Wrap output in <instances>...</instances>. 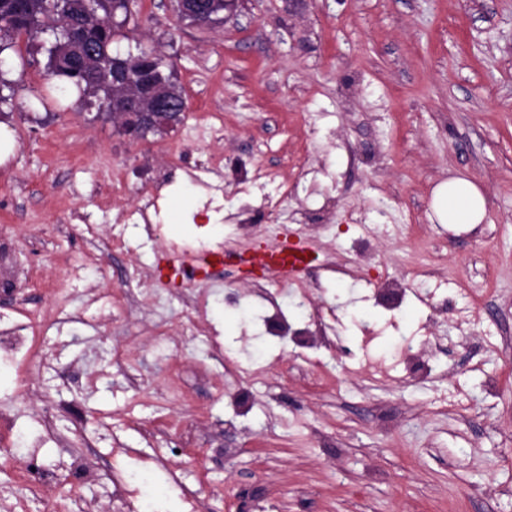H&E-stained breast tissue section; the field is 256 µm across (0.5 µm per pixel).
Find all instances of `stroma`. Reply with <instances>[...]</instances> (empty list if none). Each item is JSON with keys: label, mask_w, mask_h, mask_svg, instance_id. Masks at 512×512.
Wrapping results in <instances>:
<instances>
[{"label": "stroma", "mask_w": 512, "mask_h": 512, "mask_svg": "<svg viewBox=\"0 0 512 512\" xmlns=\"http://www.w3.org/2000/svg\"><path fill=\"white\" fill-rule=\"evenodd\" d=\"M135 47L164 58L186 103L139 139L49 79L41 42L23 35L0 52L12 86L0 104V239L11 243L0 277L23 290L1 295L0 310L44 321V361L18 368L31 380L18 426L57 475L49 498L113 512L109 464L122 447L153 459L145 492L159 512L180 510L175 475L207 512H512V360L500 347L512 333V0H238L209 25L182 17L176 0H140L114 43ZM170 141L184 155L160 191L158 233L122 223L123 207L148 199L142 175L166 164ZM218 151L222 175L205 173ZM257 168L277 207L253 225L242 180ZM453 177L487 200L485 222L467 232L432 211L435 187ZM414 229L447 253L448 287L475 298L480 330L441 298L420 304ZM283 237L312 248L309 302L335 313L339 346L266 333L272 307L296 313L297 290L245 276L236 257ZM361 237L373 261L350 252ZM170 239L229 256L207 280L174 281ZM385 274L411 289L405 308L376 304ZM39 275L63 280L65 297H48ZM120 289L133 311L99 318ZM411 334L440 345L421 377L393 359ZM125 349L133 362L117 361ZM350 354L389 378L344 375ZM73 449L98 469L77 506ZM39 508L17 469L0 466V512Z\"/></svg>", "instance_id": "1"}]
</instances>
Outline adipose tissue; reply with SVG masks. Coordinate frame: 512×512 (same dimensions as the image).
I'll return each mask as SVG.
<instances>
[{
  "mask_svg": "<svg viewBox=\"0 0 512 512\" xmlns=\"http://www.w3.org/2000/svg\"><path fill=\"white\" fill-rule=\"evenodd\" d=\"M433 209L442 224L473 229L484 223L486 199L481 189L464 178H451L433 191Z\"/></svg>",
  "mask_w": 512,
  "mask_h": 512,
  "instance_id": "1",
  "label": "adipose tissue"
}]
</instances>
